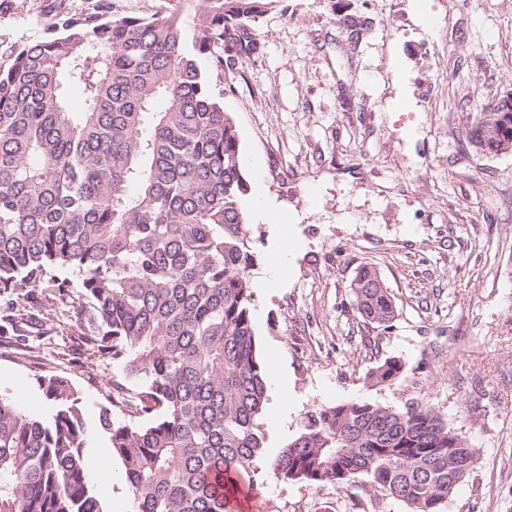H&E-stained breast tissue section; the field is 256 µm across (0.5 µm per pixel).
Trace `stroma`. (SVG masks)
Listing matches in <instances>:
<instances>
[{"label":"stroma","instance_id":"obj_1","mask_svg":"<svg viewBox=\"0 0 512 512\" xmlns=\"http://www.w3.org/2000/svg\"><path fill=\"white\" fill-rule=\"evenodd\" d=\"M370 31L356 50L333 18L336 0H278L257 18L258 55L224 78V109L240 131L250 194L283 215L251 226L259 282L280 238L293 248L274 293L250 302L268 361L269 403L285 418L266 433V458L298 435L309 411L369 400L429 403L480 450L447 512H512V152L483 154L465 128L492 97L512 96V0H350ZM194 0H0V57L44 37L57 13L148 16ZM378 269L396 307L390 328L354 308L359 267ZM76 304L54 323L32 306L28 346L0 335V397L54 412L41 375L67 378L87 420L112 404L120 367L89 357L74 338ZM404 369L390 386L368 374L388 357ZM94 493L112 481L107 512H134L105 437ZM254 512H407L375 507L361 481L342 486L259 483Z\"/></svg>","mask_w":512,"mask_h":512}]
</instances>
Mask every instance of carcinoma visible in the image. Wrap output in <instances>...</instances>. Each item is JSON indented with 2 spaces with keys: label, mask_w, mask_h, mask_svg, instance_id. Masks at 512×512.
<instances>
[{
  "label": "carcinoma",
  "mask_w": 512,
  "mask_h": 512,
  "mask_svg": "<svg viewBox=\"0 0 512 512\" xmlns=\"http://www.w3.org/2000/svg\"><path fill=\"white\" fill-rule=\"evenodd\" d=\"M277 0H196L127 16L56 14L48 36L0 62V294L20 333L35 292L42 306L75 293L79 339L121 367L99 415L124 468L135 512H235L264 452L267 401L250 301L254 266L243 211L240 136L211 78L259 51L255 19ZM360 43L369 27L336 10ZM78 86L73 112L65 87ZM165 101L162 111L154 109ZM466 139L512 151V112L483 111ZM352 291L365 324L388 326L394 302L376 268ZM403 363L370 373L390 384ZM55 405L46 420L0 399V512H103L85 466L87 424L75 390L39 377ZM478 449L429 404L367 400L321 407L272 459L287 482L343 485L408 512H445L476 468Z\"/></svg>",
  "instance_id": "1"
}]
</instances>
